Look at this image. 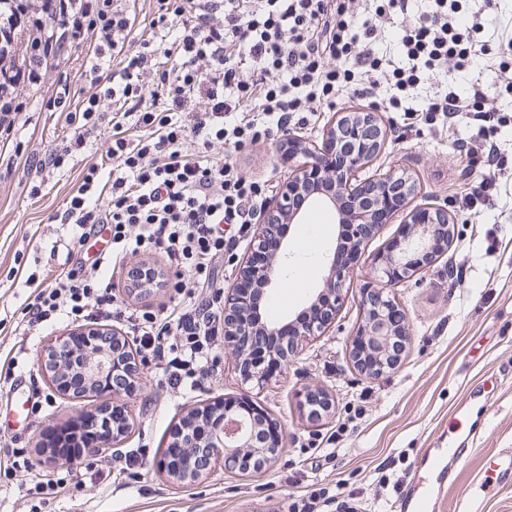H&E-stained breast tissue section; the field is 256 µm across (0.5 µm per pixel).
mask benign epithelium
I'll list each match as a JSON object with an SVG mask.
<instances>
[{
    "label": "benign epithelium",
    "instance_id": "obj_1",
    "mask_svg": "<svg viewBox=\"0 0 512 512\" xmlns=\"http://www.w3.org/2000/svg\"><path fill=\"white\" fill-rule=\"evenodd\" d=\"M385 132L374 112H349L336 120L327 131L318 155L303 154L288 182L272 197L258 226L252 248L278 224L299 227L307 223L316 207L328 210L339 224L348 229L347 240L354 261L339 265L337 248L327 250L323 262L329 273L322 284L309 289L305 312L322 307L319 315L294 322L266 318L262 324L252 321L250 301L238 285L224 294V345L236 355V370L244 385L260 386L270 377L248 356L245 343L252 336L292 328L288 345L274 354L282 364L289 361L298 341L320 336L336 323V315L345 301L346 274L354 270L364 243L377 227L390 223L404 209L417 189L415 180L405 171L390 172L377 178L362 179L359 173L381 151ZM457 219L445 205L413 208L406 212L400 234L379 254L359 289V323L353 339V367L369 377L394 369L409 341L404 310L395 288L422 273L447 249L456 232ZM293 240L281 241L279 249L262 267L253 266L252 254L239 263V275L251 278L261 290L276 287L288 262L294 256ZM112 337V345L103 343ZM38 365L64 395L73 392L68 379L81 385L76 395L91 394L101 401L102 412L121 397H131L139 389L142 375L140 360L124 334L114 328L78 327L58 344L50 345L38 358ZM331 398L321 388L300 396V406L311 418L329 411ZM199 425L194 446L181 457L166 456L157 466L176 483L191 486L207 474L200 464L206 459L212 466L257 475L270 468L287 447L288 434L266 409L245 394L226 395L210 405L189 410L183 427L176 432L182 439L184 425Z\"/></svg>",
    "mask_w": 512,
    "mask_h": 512
}]
</instances>
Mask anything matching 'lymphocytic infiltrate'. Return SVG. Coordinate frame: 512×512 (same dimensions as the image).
I'll use <instances>...</instances> for the list:
<instances>
[{
  "label": "lymphocytic infiltrate",
  "instance_id": "f902f5d3",
  "mask_svg": "<svg viewBox=\"0 0 512 512\" xmlns=\"http://www.w3.org/2000/svg\"><path fill=\"white\" fill-rule=\"evenodd\" d=\"M129 0H0V143L9 144L27 103L20 87L40 89L74 41L89 39L93 56L85 74L59 76L47 112H61L77 143L108 134L117 173L103 185L98 166L85 167L65 207L51 224L72 225L78 238L97 228L109 246L90 267L62 268L35 289L26 307L35 329L72 317L112 319L115 261L162 250L190 269V289L208 288L209 300L189 301L174 319L138 318L139 349L161 365L171 388L199 385L218 360L224 333L223 289L215 288L212 259L224 253V227L247 226L263 186L229 161L210 160L217 144L240 149L287 132L291 119L340 93H372L378 81L392 87L388 111L412 113L417 90L434 73L470 68L489 48L480 12L461 22L459 0H430L402 31L404 65L376 52L386 20L408 11L409 0H151L150 28L165 40L139 36ZM362 13L353 28L354 13ZM173 58L168 70L156 54ZM512 89V63L499 62L491 82L472 83L466 94L435 92L423 106L425 121L454 123L472 112L494 116L489 85ZM198 98V112L188 104ZM126 105L117 119L109 105ZM133 126H126L125 118ZM138 135H131V128ZM478 145H456L475 173L470 206L490 204L497 177L512 166L486 129Z\"/></svg>",
  "mask_w": 512,
  "mask_h": 512
}]
</instances>
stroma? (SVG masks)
Returning a JSON list of instances; mask_svg holds the SVG:
<instances>
[{"label": "stroma", "instance_id": "35a3bbf8", "mask_svg": "<svg viewBox=\"0 0 512 512\" xmlns=\"http://www.w3.org/2000/svg\"><path fill=\"white\" fill-rule=\"evenodd\" d=\"M483 13V37L490 46L512 37V0H470ZM385 84L374 96L344 93L335 106H318L287 134H275L234 150L214 146V161H234L248 177L265 185L273 197L287 181L293 163L289 141L316 149L334 119L342 113L368 111L384 97ZM385 145L367 168L373 176L407 170L419 192L412 206L447 205L458 222V237L422 274L400 284L395 293L406 315L409 343L393 372L372 379L354 370L348 343L357 326V295L364 272L398 232L399 223L382 225L359 260V272L336 323L323 336L300 342L292 361L263 386H244L234 357L220 350L210 374L194 390L169 387L163 370L143 359L139 390L127 403L129 429L111 451H94L86 461L51 459L41 447L44 434L72 417L94 412L93 398L70 401L58 392L38 366V356L56 338L73 329L65 322L48 330L24 332L23 316L31 300V282L51 281L67 255L83 258L102 249L100 239L80 242L70 225L48 223L65 204L83 167L101 165L111 172L106 138L87 141L73 151L68 166L42 175L38 197L22 169L0 168V363L13 359L21 386L0 387V457L23 449L25 470L0 474V512H289L305 491L326 489L327 512H400V490L418 477L417 455L424 448H444L465 437L467 425L457 422L456 407L471 386H481L488 406L477 428L476 455L453 463L455 484L442 491L440 512H454L459 494H467L480 512H512V171L499 178L493 203L471 209L462 198L475 176L466 160L454 156L457 140L475 136L477 126L464 119L433 128L414 122L399 133V113L384 112ZM72 129L63 115L31 105L17 125L13 140L27 152L42 153L69 144ZM338 228L329 213H312L308 224L293 231L295 257L287 274L269 295L266 310L281 316L298 311L310 288L326 271L323 250L335 242ZM159 266L173 276L177 262L165 252L127 256L112 269V305L123 312L116 323L132 333V319L149 311L167 316L183 297L164 286L146 293L128 287L127 271L138 262ZM326 389L334 405L318 422L298 406L297 395L310 387ZM251 396L285 426L288 445L272 468L257 477L213 468L201 482L177 485L157 463L175 424L191 407L230 394ZM140 448L145 466L140 483L87 481L60 495L30 492L32 476L77 474L86 462L105 469L115 463L114 450ZM331 448L332 459L320 451ZM388 463L387 482L377 468Z\"/></svg>", "mask_w": 512, "mask_h": 512}]
</instances>
